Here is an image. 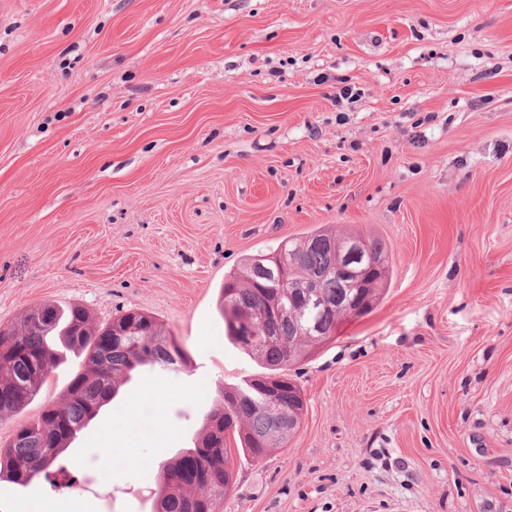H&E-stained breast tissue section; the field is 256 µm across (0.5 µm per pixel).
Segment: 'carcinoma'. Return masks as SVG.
<instances>
[{"label": "carcinoma", "instance_id": "obj_1", "mask_svg": "<svg viewBox=\"0 0 512 512\" xmlns=\"http://www.w3.org/2000/svg\"><path fill=\"white\" fill-rule=\"evenodd\" d=\"M350 237L366 240L384 260L381 272L371 277L373 287L359 289L360 308L352 314L336 306L341 282L327 272L332 247ZM277 254L289 261L288 276L279 288L269 287L266 268L273 263L259 255L247 258L239 271L224 278L227 337L240 344L235 334L237 316L263 309L275 293L284 304L294 303L299 286L312 281L331 302L316 315L321 334L308 336L296 319L278 317L269 324V337L252 345L240 344L264 362L265 372L241 385L224 387L222 400L207 414L194 447L161 466L153 512H217L233 476L230 441L238 445V453L255 460L284 447L306 409L303 390L288 378V369L336 340L344 321L367 315L391 277L387 243L360 232L337 236L314 230ZM68 354L82 359L84 368L71 378L59 403L21 427L15 440L0 446V482L27 487L43 479L53 487L71 485L75 477L59 465L60 456L131 373L145 366L167 371L186 364L184 350L148 313L130 309L99 326L80 304L33 306L20 320L0 326V419L22 412ZM269 386L276 388L280 401L269 398Z\"/></svg>", "mask_w": 512, "mask_h": 512}]
</instances>
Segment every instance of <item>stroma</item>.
Wrapping results in <instances>:
<instances>
[{
  "label": "stroma",
  "mask_w": 512,
  "mask_h": 512,
  "mask_svg": "<svg viewBox=\"0 0 512 512\" xmlns=\"http://www.w3.org/2000/svg\"><path fill=\"white\" fill-rule=\"evenodd\" d=\"M319 228L385 240L391 284L291 368L300 427L234 457L219 512H512V0H0V324L138 309L188 358L69 448L111 498L0 504L152 512L159 466L263 371L225 336V275Z\"/></svg>",
  "instance_id": "obj_1"
}]
</instances>
